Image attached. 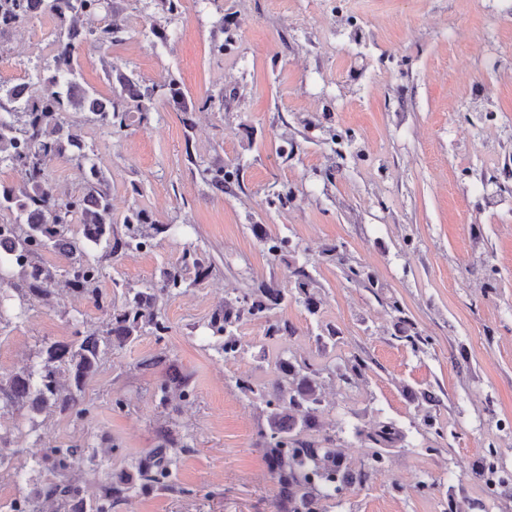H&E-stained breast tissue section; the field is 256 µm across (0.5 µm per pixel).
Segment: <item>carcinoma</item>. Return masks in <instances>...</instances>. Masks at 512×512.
Returning <instances> with one entry per match:
<instances>
[{
  "label": "carcinoma",
  "instance_id": "obj_1",
  "mask_svg": "<svg viewBox=\"0 0 512 512\" xmlns=\"http://www.w3.org/2000/svg\"><path fill=\"white\" fill-rule=\"evenodd\" d=\"M105 0H0V35L13 30L37 13H47L57 20L54 43L59 55L42 68L33 83H23L0 95V164L19 173V189H0V213L8 218L7 232L11 246L0 251V285L8 284L19 301L25 298L50 297L51 286L58 279V269L38 261L46 252L64 253L70 263L63 277L72 291L93 300L106 311L109 323L103 334H86L74 326L66 341L45 342L38 350L39 363L8 375H0V406L17 411L27 409L67 415L77 420L86 418L83 388L98 367L101 353L109 348H123L148 334L161 341L170 326L161 314L160 300L187 292L211 273V265L195 247L183 249L178 262L163 271L159 283L145 288L127 287L121 303L116 304L99 291V262L87 257L86 246L92 244L112 257L127 251H140L152 246L153 240L170 230L145 211L130 209L124 217V233H115L112 225V202L104 189L103 176L95 165L86 171L85 189L80 194L61 192L46 177L51 160L68 154L90 161L73 134L65 130L63 115L72 110L86 112L92 121L111 134H120L130 113L137 112L140 121L149 118L156 100L163 99L183 112L196 109L187 100L179 83L170 79L164 84H148L112 65L104 68L112 84V95L100 96L81 86L80 54L86 47H102L124 39L125 26L116 21L80 28L70 22L79 16L94 18L104 8ZM206 183L219 190L229 189L240 181V168L202 170ZM82 227V239L70 236L72 225ZM254 233L267 253L277 259L285 255L289 276L283 286L271 279L254 288L224 300V306L209 319L210 346L234 360L241 352L237 331L247 321L264 323V339L274 345L296 335V328L274 310L294 302L309 315L319 314L321 299L317 281L309 268V260H300L299 245L272 236L255 224ZM322 255L342 266L346 280L374 288V278L362 266L349 264L339 246L331 245ZM393 318V339L413 352H426L432 338L419 331L397 303L389 304ZM165 366L156 388L159 404L167 405L169 394L178 393L185 401L193 395L191 377L172 370L166 358L157 355L140 363L144 369ZM275 379L262 390L251 378L238 377L236 388L259 403L265 424L257 432L256 446L268 462L278 486L277 512H323L322 503L343 505L350 488L344 478L351 474L358 487L365 486L374 470L385 463L390 452L410 447L404 428L395 420H373L367 424L337 423L338 437L329 435L323 423L327 409L324 389L326 381H338L340 388L355 387L370 370L368 359L352 354L329 365L290 351H280L274 361ZM68 373L71 384L61 383ZM409 403L422 413L418 433L420 450L436 455V442L447 436V427L432 414L438 398L429 389L408 387ZM349 431L368 449L366 460L354 463L346 457L339 441ZM189 449L175 427L161 428L159 442L145 457L109 474V481L88 493L81 482L72 477V462L85 448L78 443L67 448H46L31 458L33 466L51 474L32 492H22L12 503V512H39L40 500H55L61 512H112L118 503L143 495L155 488L174 486V471L179 454ZM483 479L495 488L490 497L497 498L512 488L498 479L506 471L500 453L493 447L485 450L477 464Z\"/></svg>",
  "mask_w": 512,
  "mask_h": 512
}]
</instances>
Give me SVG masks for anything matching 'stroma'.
Here are the masks:
<instances>
[{"label": "stroma", "instance_id": "obj_1", "mask_svg": "<svg viewBox=\"0 0 512 512\" xmlns=\"http://www.w3.org/2000/svg\"><path fill=\"white\" fill-rule=\"evenodd\" d=\"M106 12L127 33L117 45L84 49L83 86L110 96L109 60L224 107L184 113L160 101L149 123L130 117L119 139L69 112L71 133L107 181L113 224L143 208L178 228L115 259L91 250L102 261L99 287L121 300L123 286L157 282L190 244L215 269L163 301L171 326L163 341L144 335L102 354L83 389L86 420L1 409L0 452L17 465L28 448L85 442L72 473L88 478L155 447L171 424L191 446L175 471L178 492L135 496L115 512H274L277 485L255 446L261 412L235 386L248 376L264 388L274 377L264 325L240 326L243 350L230 361L205 329L225 298L285 280V263L252 231L259 224L306 248L320 286L319 316L294 303L280 308L298 329L287 348L322 364L354 351L372 360L356 387L327 386L325 427L391 418L413 443L392 454L387 474L325 512H438L450 488L458 512H472L483 496L473 467L485 448L512 466L504 425L512 420V179L494 182L512 157V0H182L171 19L159 0H110ZM54 23L38 16L0 37V85L35 78L50 55L40 30ZM471 77L490 88V121L472 110ZM235 165L240 185L224 193L199 176ZM279 192L294 198L268 206ZM492 193L500 203L489 209ZM331 244L373 274L376 290L348 282L322 257ZM393 301L432 337L427 353L393 339ZM107 323L57 280L50 301L31 298L25 318L0 324V373L33 366L42 343L69 339L74 327L99 333ZM322 323L339 331L336 347L319 349ZM159 354L191 375L189 400L159 405L158 372L139 367ZM407 386L441 399L434 413L452 435L439 441V455L418 449ZM420 480L434 483L428 496L414 492Z\"/></svg>", "mask_w": 512, "mask_h": 512}]
</instances>
